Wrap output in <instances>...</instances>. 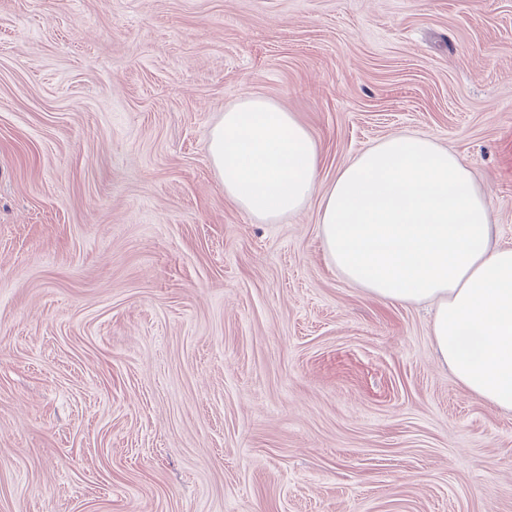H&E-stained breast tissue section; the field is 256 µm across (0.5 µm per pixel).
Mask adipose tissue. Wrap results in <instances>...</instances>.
<instances>
[{
  "label": "adipose tissue",
  "mask_w": 512,
  "mask_h": 512,
  "mask_svg": "<svg viewBox=\"0 0 512 512\" xmlns=\"http://www.w3.org/2000/svg\"><path fill=\"white\" fill-rule=\"evenodd\" d=\"M224 195L264 220L300 212L320 157L307 127L251 95L212 128ZM490 200L472 171L430 137L399 133L340 169L319 222L330 263L391 303L433 302L440 361L471 394L512 411V248L493 242Z\"/></svg>",
  "instance_id": "adipose-tissue-1"
}]
</instances>
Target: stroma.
<instances>
[{
    "label": "stroma",
    "instance_id": "1",
    "mask_svg": "<svg viewBox=\"0 0 512 512\" xmlns=\"http://www.w3.org/2000/svg\"><path fill=\"white\" fill-rule=\"evenodd\" d=\"M250 94L320 156L272 224L208 149ZM403 132L512 248V0H0V512H512V412L324 251Z\"/></svg>",
    "mask_w": 512,
    "mask_h": 512
}]
</instances>
